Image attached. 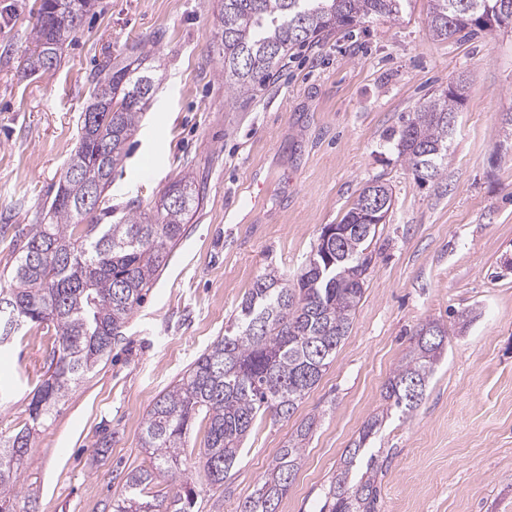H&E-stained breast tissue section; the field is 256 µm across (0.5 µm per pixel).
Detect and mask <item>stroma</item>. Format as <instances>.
<instances>
[{
  "mask_svg": "<svg viewBox=\"0 0 512 512\" xmlns=\"http://www.w3.org/2000/svg\"><path fill=\"white\" fill-rule=\"evenodd\" d=\"M217 0H95L55 69L25 77L35 0H0V272L16 229L40 223L71 158L101 65L148 52L160 80L121 166L114 215L152 207L191 176L203 201L168 266L108 359L34 433L22 495L38 512H111L128 474L147 464L143 418L156 397L232 319L265 269L297 273L324 225L371 181L392 190L364 294L319 383L287 420L256 423L236 473L209 485L196 422L186 471L199 512H240L304 418L317 426L278 512H320L329 481L386 380L425 322L447 350L413 418L391 417L374 441L385 454L377 512H512V28L440 39L430 0L396 18L335 30L294 49L237 102L224 90ZM465 75L470 84L438 179H415L398 150L404 122ZM54 335L35 326L0 346V434L27 420ZM112 444L99 452L98 441Z\"/></svg>",
  "mask_w": 512,
  "mask_h": 512,
  "instance_id": "35a3bbf8",
  "label": "stroma"
}]
</instances>
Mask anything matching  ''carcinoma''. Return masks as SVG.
Wrapping results in <instances>:
<instances>
[{
	"label": "carcinoma",
	"instance_id": "obj_1",
	"mask_svg": "<svg viewBox=\"0 0 512 512\" xmlns=\"http://www.w3.org/2000/svg\"><path fill=\"white\" fill-rule=\"evenodd\" d=\"M407 0H218L219 50L224 57V89L245 96L260 85L288 52L341 28L373 17H397ZM429 30L449 38L485 30L491 14L512 25V0H430ZM45 13L32 26L34 49L24 71H46L47 56L59 63L63 45L74 35L94 0H44ZM150 70L108 61L93 76L78 144L49 192L42 224L16 231L21 247L11 285L0 301L28 326L53 325L55 347L47 377L28 405L29 422L0 438V512H17L22 470L35 427L73 387L112 351V344L140 306L183 236L184 224L201 205L191 178L167 186L154 207L128 213L110 224L105 206L112 172L126 154L151 97L137 94ZM467 79L423 102L399 134L400 154L417 178L434 179L448 165V117L464 98ZM365 186L338 224H326L308 262L292 278L266 270L243 298L224 335L191 365L176 385L160 395L143 419L141 447L151 467L131 473L112 512H194L198 492L188 483L171 494H149L160 475L184 465L186 439L198 417L206 421L199 463L210 482L224 485L247 435L266 414L286 419L317 385L336 358L363 295L370 265L367 250L377 225L368 220ZM341 239L325 237L336 228ZM446 330L419 327L407 352L383 387L386 408L364 422L345 450L330 481L328 512H376L379 455L369 448L391 412L412 416L440 362ZM317 423L311 416L279 450L241 512H278L298 471L304 447Z\"/></svg>",
	"mask_w": 512,
	"mask_h": 512
}]
</instances>
